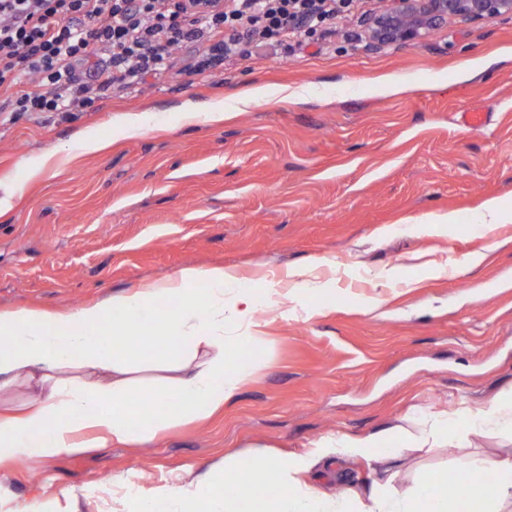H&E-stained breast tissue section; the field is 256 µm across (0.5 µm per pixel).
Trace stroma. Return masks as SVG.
<instances>
[{
	"mask_svg": "<svg viewBox=\"0 0 512 512\" xmlns=\"http://www.w3.org/2000/svg\"><path fill=\"white\" fill-rule=\"evenodd\" d=\"M383 5L358 0L313 36L250 42L204 72L203 45L185 42L166 78L84 112L0 113V310L72 309L185 267L232 266L281 290L289 269L316 263L329 283L267 316L256 370L223 412L147 446L2 461L1 502L132 512L99 496L103 477L130 474L148 491L255 444L299 454L512 393V222L479 221L490 198L512 214V19L452 20L374 49L363 18ZM385 76L405 91L379 93ZM254 84L269 100L237 110ZM284 85L300 98L277 101ZM215 101L223 121L182 116ZM467 111L488 125L465 128ZM129 122L136 132L117 137ZM88 134L108 148L83 153ZM448 211L440 235L417 232ZM467 255L479 265L454 275ZM396 266L402 279L378 286ZM511 449L512 436L483 434L408 448L396 486Z\"/></svg>",
	"mask_w": 512,
	"mask_h": 512,
	"instance_id": "obj_1",
	"label": "stroma"
}]
</instances>
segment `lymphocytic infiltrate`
I'll return each instance as SVG.
<instances>
[{
    "instance_id": "obj_1",
    "label": "lymphocytic infiltrate",
    "mask_w": 512,
    "mask_h": 512,
    "mask_svg": "<svg viewBox=\"0 0 512 512\" xmlns=\"http://www.w3.org/2000/svg\"><path fill=\"white\" fill-rule=\"evenodd\" d=\"M357 0H232L186 14L179 0H0V93L9 112H80L107 92L170 69L174 49L208 41L213 61L242 39L287 43L352 12ZM94 77L79 66L95 51Z\"/></svg>"
}]
</instances>
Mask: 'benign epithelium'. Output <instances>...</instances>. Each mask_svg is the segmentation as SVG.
<instances>
[{
    "label": "benign epithelium",
    "mask_w": 512,
    "mask_h": 512,
    "mask_svg": "<svg viewBox=\"0 0 512 512\" xmlns=\"http://www.w3.org/2000/svg\"><path fill=\"white\" fill-rule=\"evenodd\" d=\"M364 19L368 42L379 49L418 43L450 19L478 22L509 16L512 0H386Z\"/></svg>",
    "instance_id": "1"
}]
</instances>
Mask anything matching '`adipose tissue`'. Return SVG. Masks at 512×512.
I'll return each mask as SVG.
<instances>
[{
    "label": "adipose tissue",
    "mask_w": 512,
    "mask_h": 512,
    "mask_svg": "<svg viewBox=\"0 0 512 512\" xmlns=\"http://www.w3.org/2000/svg\"><path fill=\"white\" fill-rule=\"evenodd\" d=\"M285 290L256 288L221 265L188 267L134 290L65 311H0V388L28 386L21 407L0 411V460L80 455L109 443L148 444L223 409L252 361L237 357L261 339V312L318 295L314 267L287 274ZM144 338L120 342L128 329ZM512 432V394L475 412L429 414L415 431L326 436L309 452L279 459L256 444L202 473L141 496L137 512H512V453L472 465L466 492L448 494L436 471L399 492L398 442L426 446L449 430ZM363 459L368 494L327 492L304 479L320 463ZM491 483H484L483 474Z\"/></svg>",
    "instance_id": "1"
}]
</instances>
